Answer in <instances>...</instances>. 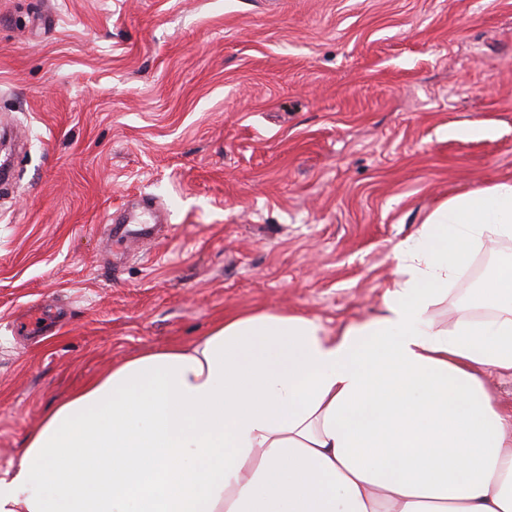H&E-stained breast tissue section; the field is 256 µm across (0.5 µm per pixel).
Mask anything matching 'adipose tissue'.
Segmentation results:
<instances>
[{"mask_svg": "<svg viewBox=\"0 0 512 512\" xmlns=\"http://www.w3.org/2000/svg\"><path fill=\"white\" fill-rule=\"evenodd\" d=\"M512 239V182L440 205L396 244L376 316L328 330L225 315L112 364L58 402L0 473V512H512V260L435 306L472 250Z\"/></svg>", "mask_w": 512, "mask_h": 512, "instance_id": "ef3b65f1", "label": "adipose tissue"}]
</instances>
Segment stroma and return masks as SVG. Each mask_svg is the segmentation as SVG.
I'll use <instances>...</instances> for the list:
<instances>
[{
    "label": "stroma",
    "mask_w": 512,
    "mask_h": 512,
    "mask_svg": "<svg viewBox=\"0 0 512 512\" xmlns=\"http://www.w3.org/2000/svg\"><path fill=\"white\" fill-rule=\"evenodd\" d=\"M0 472L112 362L270 309L374 315L396 244L512 181V0H0ZM154 197L156 241L112 215ZM512 240L434 314H465ZM65 317L38 340L35 307Z\"/></svg>",
    "instance_id": "1"
}]
</instances>
